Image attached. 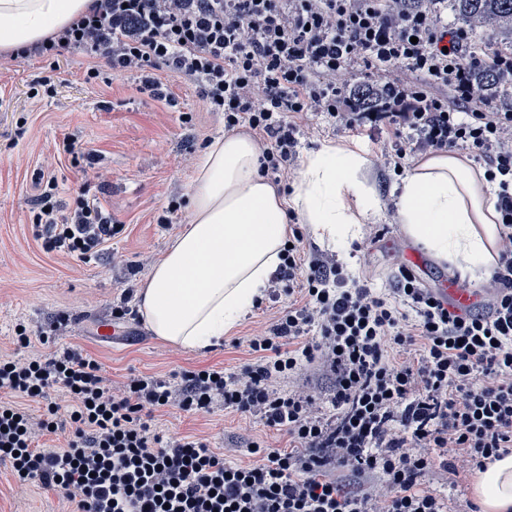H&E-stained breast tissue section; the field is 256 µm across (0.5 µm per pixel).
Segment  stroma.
Wrapping results in <instances>:
<instances>
[{"instance_id": "1", "label": "stroma", "mask_w": 512, "mask_h": 512, "mask_svg": "<svg viewBox=\"0 0 512 512\" xmlns=\"http://www.w3.org/2000/svg\"><path fill=\"white\" fill-rule=\"evenodd\" d=\"M88 59L77 52L55 58H33L16 67L0 51V356L23 358L26 350L12 341L16 325L32 333L47 331L60 319L68 326L55 337L57 347L76 348L102 362L113 383L133 374L169 377L205 367L237 372L250 360L244 342L251 329L279 309L271 297L247 314L235 330L209 352L199 354L158 339L143 321L123 323L113 343L98 341L99 320L112 316L127 281L142 283L151 267L144 257L158 259L189 210L190 184L205 145L224 131V116L202 107L188 81L161 73L172 97L165 103L140 90L133 80L111 76L110 83L86 84ZM55 73L57 94L30 111L28 91L41 76ZM191 122H182V114ZM298 153L316 149L325 140L365 147L374 162L377 188L384 202L377 223L364 225L351 251L349 270L373 288H387L397 260L390 241L403 238L391 189L400 176L384 165L381 151L391 146L393 130L386 125L347 128L320 117L297 122ZM76 137L82 151L102 153L104 182L86 181L80 167L62 152L65 137ZM53 173L58 198L72 205L80 193L98 198L121 230L109 248L90 262L45 253L35 241L32 207L38 194V172ZM181 208L169 227L156 217L171 198ZM155 424L165 434L208 436L217 450L242 449L264 434L259 419L221 408L193 414L176 408L157 411ZM75 503L40 482L18 484L0 464V512H74Z\"/></svg>"}]
</instances>
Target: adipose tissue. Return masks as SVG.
Segmentation results:
<instances>
[{
	"label": "adipose tissue",
	"mask_w": 512,
	"mask_h": 512,
	"mask_svg": "<svg viewBox=\"0 0 512 512\" xmlns=\"http://www.w3.org/2000/svg\"><path fill=\"white\" fill-rule=\"evenodd\" d=\"M90 0H0V48L44 39L85 12ZM264 144L246 128L212 138L195 169L189 219L153 264L139 312L154 336L201 352L232 332L278 273L290 221L348 253L382 216L369 153L332 141L306 152L291 191L261 171ZM497 182L466 156L418 158L397 187V217L408 238L436 261L479 282L495 262ZM481 512H512V454L473 484Z\"/></svg>",
	"instance_id": "1"
}]
</instances>
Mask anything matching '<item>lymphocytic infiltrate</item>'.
I'll list each match as a JSON object with an SVG mask.
<instances>
[{
  "mask_svg": "<svg viewBox=\"0 0 512 512\" xmlns=\"http://www.w3.org/2000/svg\"><path fill=\"white\" fill-rule=\"evenodd\" d=\"M438 2L91 0L45 40L12 51L19 66L83 53L85 82L104 64L161 101L170 95L159 71L190 81L225 130L262 137L261 170L278 185L295 171L290 117L311 114L409 129L385 152L389 164L464 146L500 186L496 267L486 304L467 315L445 309L405 264L378 293L335 256L302 258L295 227L270 295H293L300 275L305 301L246 336L252 361L240 373L196 369L176 383L142 374L111 387L93 355L18 332L28 358H0V463L19 482L63 491L77 512H447L422 485L429 472L472 476L512 454V107L477 79L488 64L512 74V51L463 57L469 31L439 28ZM360 67L371 74L369 105ZM57 194L48 177L36 240L49 254L96 258L119 225L96 200L66 207ZM416 343L420 358H401ZM304 367L331 380L333 415L305 387L280 389ZM218 405L259 417L287 445L256 440L248 461H233L207 437L166 439L153 425L164 406L207 414ZM60 432L65 447L40 444Z\"/></svg>",
  "mask_w": 512,
  "mask_h": 512,
  "instance_id": "1",
  "label": "lymphocytic infiltrate"
}]
</instances>
